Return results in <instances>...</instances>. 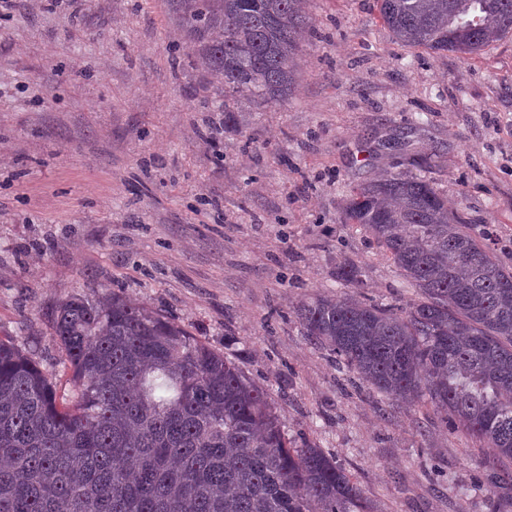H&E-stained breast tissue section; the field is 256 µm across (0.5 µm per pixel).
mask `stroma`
Returning a JSON list of instances; mask_svg holds the SVG:
<instances>
[{
	"instance_id": "stroma-1",
	"label": "stroma",
	"mask_w": 512,
	"mask_h": 512,
	"mask_svg": "<svg viewBox=\"0 0 512 512\" xmlns=\"http://www.w3.org/2000/svg\"><path fill=\"white\" fill-rule=\"evenodd\" d=\"M307 12L291 98L242 97L228 122L169 0H0V338L68 401L51 310L118 294L238 359L370 512H512V480L457 421L352 384L294 310L407 298L340 219L350 187L387 171L432 180L512 268V38L436 55L398 43L374 0Z\"/></svg>"
}]
</instances>
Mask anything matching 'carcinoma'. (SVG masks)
Returning <instances> with one entry per match:
<instances>
[{
    "label": "carcinoma",
    "mask_w": 512,
    "mask_h": 512,
    "mask_svg": "<svg viewBox=\"0 0 512 512\" xmlns=\"http://www.w3.org/2000/svg\"><path fill=\"white\" fill-rule=\"evenodd\" d=\"M187 48L241 95L284 103L309 26L306 0H169ZM395 39L480 54L512 36V0H377ZM414 298L296 305L307 336L391 400L457 419L512 465V270L425 179L387 172L342 208ZM53 329L73 371L60 407L39 362L0 340V512H367L314 444L294 446L268 391L174 321L119 295L74 294Z\"/></svg>",
    "instance_id": "obj_1"
}]
</instances>
